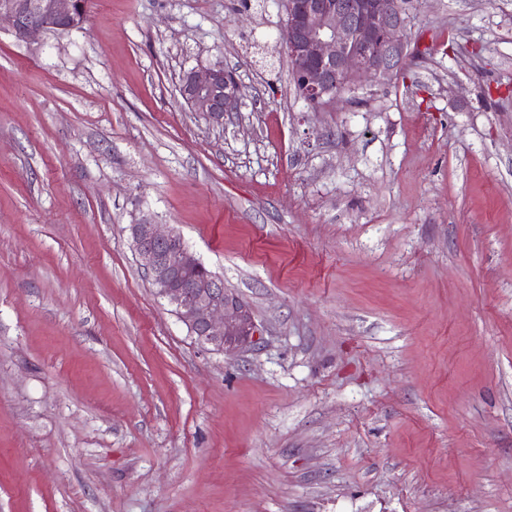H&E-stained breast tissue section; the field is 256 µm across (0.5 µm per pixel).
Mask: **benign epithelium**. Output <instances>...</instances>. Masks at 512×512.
<instances>
[{
	"label": "benign epithelium",
	"mask_w": 512,
	"mask_h": 512,
	"mask_svg": "<svg viewBox=\"0 0 512 512\" xmlns=\"http://www.w3.org/2000/svg\"><path fill=\"white\" fill-rule=\"evenodd\" d=\"M284 7L279 40L308 104H335L343 82L390 83L402 75L409 56L402 0H285ZM85 18L82 0H0V22L19 42L79 28ZM238 92L236 78L220 63L184 72L179 85L186 104L214 126L234 111ZM128 232L157 295L175 306L199 344L230 356L257 343L249 305L224 287L223 278L191 276L202 263L180 233L147 219L128 225Z\"/></svg>",
	"instance_id": "7a95c632"
}]
</instances>
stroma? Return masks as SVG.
Instances as JSON below:
<instances>
[{"instance_id": "35a3bbf8", "label": "stroma", "mask_w": 512, "mask_h": 512, "mask_svg": "<svg viewBox=\"0 0 512 512\" xmlns=\"http://www.w3.org/2000/svg\"><path fill=\"white\" fill-rule=\"evenodd\" d=\"M241 8L0 29V512H512V0H413L403 75L317 109ZM217 61L220 128L178 91ZM144 216L256 346L197 343ZM159 226L147 219L128 226L131 246L157 295L175 306L203 346L230 356L256 344L260 333L249 305L203 267L180 233ZM197 270L198 275L212 274L190 276Z\"/></svg>"}]
</instances>
